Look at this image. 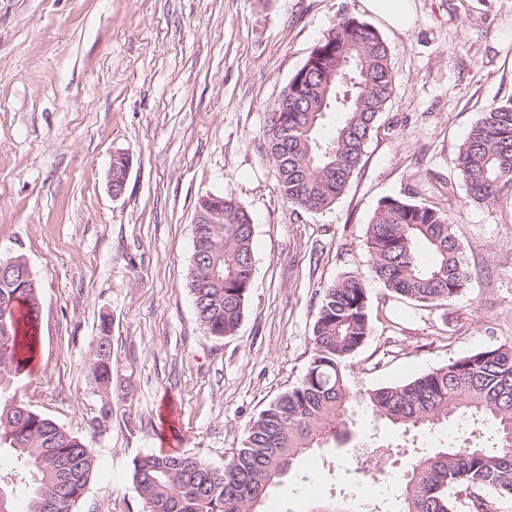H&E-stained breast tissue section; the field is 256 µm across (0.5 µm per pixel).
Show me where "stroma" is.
<instances>
[{"label":"stroma","instance_id":"35a3bbf8","mask_svg":"<svg viewBox=\"0 0 512 512\" xmlns=\"http://www.w3.org/2000/svg\"><path fill=\"white\" fill-rule=\"evenodd\" d=\"M397 32L360 0H0V257L27 261L41 298L39 351L18 401L97 451L75 512H143L134 460L188 453L220 468L251 419L297 385L324 289L365 282V383H397L512 345V189L473 203L459 147L512 99V0H415ZM377 29L393 93L348 188L328 210L291 207L265 148L269 111L341 19ZM131 159L112 197L114 154ZM235 198L254 225L255 271L235 335L199 325L189 288L199 198ZM413 196L455 224L470 279L447 306L410 304L374 280L366 230L379 203ZM112 386L90 372L100 336ZM288 477L267 512L345 481Z\"/></svg>","mask_w":512,"mask_h":512}]
</instances>
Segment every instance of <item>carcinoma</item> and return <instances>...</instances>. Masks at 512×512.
Listing matches in <instances>:
<instances>
[{
    "mask_svg": "<svg viewBox=\"0 0 512 512\" xmlns=\"http://www.w3.org/2000/svg\"><path fill=\"white\" fill-rule=\"evenodd\" d=\"M312 55L336 67L326 94L320 72L303 65L290 79L286 112L269 113L267 149L279 189L292 206L320 212L348 187L390 99L389 47L371 26L348 18ZM354 56L366 73L356 88L343 80L342 61ZM460 176L473 202L495 206L512 185V100L482 113L459 149ZM221 214L194 225L190 289L197 320L215 337L232 336L246 312L253 279L254 227L231 196L216 195ZM374 278L417 306L450 304L465 288L467 265L454 225L441 210L407 197L383 200L367 229ZM39 289L33 275L19 288L0 281V457L16 470L0 475V512H15L16 489L26 512H74L91 478L96 449L55 420L18 402L11 389L37 347ZM372 332L368 289L355 276L325 289L312 330V355L301 382L271 402L247 427L242 446L224 468L188 454H146L134 460L132 481L147 512H260L258 506L311 448L381 445L372 436L351 441L360 417L401 431L432 433L454 422L474 441L447 440L416 453L393 479L398 512H496L512 498V346L486 347L406 382L370 388L353 358ZM91 369L112 384L106 336ZM305 512H365L356 493L338 492Z\"/></svg>",
    "mask_w": 512,
    "mask_h": 512,
    "instance_id": "carcinoma-1",
    "label": "carcinoma"
}]
</instances>
